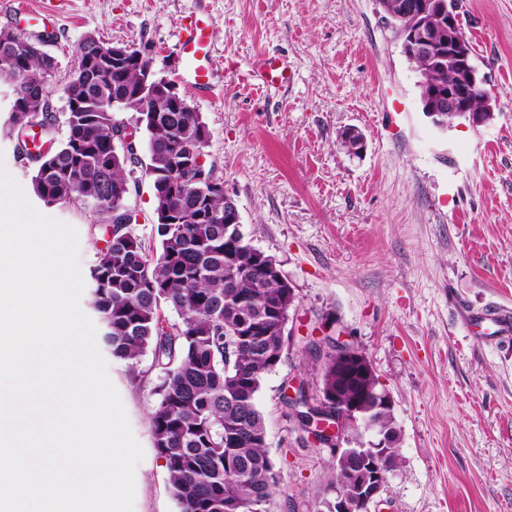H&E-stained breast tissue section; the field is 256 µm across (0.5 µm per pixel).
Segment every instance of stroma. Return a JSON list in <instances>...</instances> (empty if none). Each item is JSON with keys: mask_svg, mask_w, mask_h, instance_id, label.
I'll return each instance as SVG.
<instances>
[{"mask_svg": "<svg viewBox=\"0 0 512 512\" xmlns=\"http://www.w3.org/2000/svg\"><path fill=\"white\" fill-rule=\"evenodd\" d=\"M0 29L48 32L63 88L87 35L140 50L202 116L207 164L236 203L245 239L272 256L295 293L292 344L258 395L268 451L281 474L271 512H319L332 454L306 441L280 396L320 385L307 336H346L393 399L399 466L370 512H512V347L483 339L475 314L512 307V0H461L463 33L493 117L436 128L419 76L373 0H26ZM212 19L214 86L199 93L178 57L179 19ZM292 78L255 79L261 58ZM363 136L351 155L344 131ZM153 185L129 200L132 225L156 247ZM75 227L88 270L103 246L76 206L35 201ZM108 359L132 434L144 451L133 512H178L149 433L159 373Z\"/></svg>", "mask_w": 512, "mask_h": 512, "instance_id": "obj_1", "label": "stroma"}]
</instances>
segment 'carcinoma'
I'll return each mask as SVG.
<instances>
[{"instance_id":"carcinoma-1","label":"carcinoma","mask_w":512,"mask_h":512,"mask_svg":"<svg viewBox=\"0 0 512 512\" xmlns=\"http://www.w3.org/2000/svg\"><path fill=\"white\" fill-rule=\"evenodd\" d=\"M407 59L425 88L445 90L454 78L436 61L415 53ZM148 65L147 59L107 64L71 95L131 94ZM53 67L54 57L36 42L0 30V73L13 85L38 89L9 113L3 129L15 139L16 152L35 164L32 185L40 201L79 204L98 217L105 246L89 278L100 340L133 371L151 353L162 373L152 391L149 431L180 512H269L281 476L267 450L258 395L288 355L281 328L295 295L267 271L240 226L224 237V193L200 200L193 193L199 171L174 170L176 156L204 152L208 137L199 136L205 127L200 113L175 112L167 99L155 98L136 119L148 135L149 163L140 173L154 189L160 248L154 260L131 227L132 214H115L117 188L140 177L130 159L112 156L117 121L109 107L65 114L59 147L40 161L30 156L22 137L57 121L46 99ZM347 469L345 455L333 457L329 485L348 491Z\"/></svg>"}]
</instances>
